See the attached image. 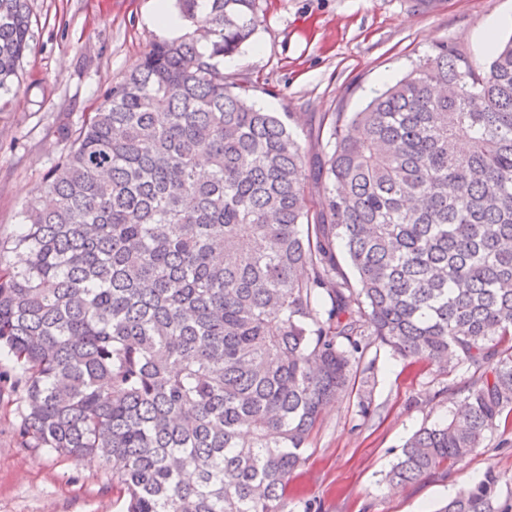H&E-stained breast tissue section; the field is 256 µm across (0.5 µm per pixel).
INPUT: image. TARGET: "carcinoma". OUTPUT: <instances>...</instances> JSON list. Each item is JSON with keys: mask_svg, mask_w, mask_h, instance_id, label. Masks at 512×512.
Here are the masks:
<instances>
[{"mask_svg": "<svg viewBox=\"0 0 512 512\" xmlns=\"http://www.w3.org/2000/svg\"><path fill=\"white\" fill-rule=\"evenodd\" d=\"M176 3L191 31L58 128L44 188L0 236L22 444L120 460L125 512H288L324 407L379 345L473 370L388 482L464 461L512 425V36L482 67L439 41L362 111L324 113L312 186L293 113L220 68L257 0ZM32 39L28 0H0V95ZM498 484L438 512H499Z\"/></svg>", "mask_w": 512, "mask_h": 512, "instance_id": "cac0c4a2", "label": "carcinoma"}]
</instances>
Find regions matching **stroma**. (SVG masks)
<instances>
[{
    "label": "stroma",
    "instance_id": "obj_1",
    "mask_svg": "<svg viewBox=\"0 0 512 512\" xmlns=\"http://www.w3.org/2000/svg\"><path fill=\"white\" fill-rule=\"evenodd\" d=\"M258 23L225 75L257 85L256 105L293 112L290 124L313 150L327 112H357L395 83L413 61L448 41L477 66L491 52L488 18L512 14V0H258ZM34 37L0 108V235H11L38 195L63 148L56 129L80 123L103 94L131 71L164 34L151 21L153 0H29ZM0 370V512H124L112 471L54 452L22 447L16 428L22 402ZM471 374L424 360L367 350L352 393L328 406L288 481V508L321 512H437L465 484L495 474L498 506L512 504V430L489 433L464 462L395 489L385 475L405 440L450 417ZM369 394L374 413L363 417Z\"/></svg>",
    "mask_w": 512,
    "mask_h": 512
}]
</instances>
